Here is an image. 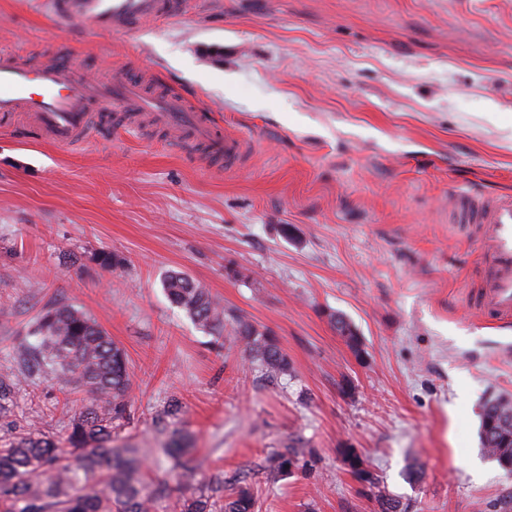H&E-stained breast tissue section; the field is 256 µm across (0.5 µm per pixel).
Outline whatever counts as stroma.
I'll return each mask as SVG.
<instances>
[{
    "mask_svg": "<svg viewBox=\"0 0 512 512\" xmlns=\"http://www.w3.org/2000/svg\"><path fill=\"white\" fill-rule=\"evenodd\" d=\"M60 48L193 95L249 152L225 172L147 125L77 148L0 129V374L46 306L70 305L125 354L113 442L153 480H244L259 512H376L351 447L409 512H512V475L479 439L485 401L512 398V322L474 310L488 256L448 214L455 193L512 191V0H185L104 35L0 0V50ZM174 271L276 336L290 374L215 343L167 298ZM14 383L18 426L65 438L83 395ZM179 427L183 480L155 465ZM291 444L311 462L273 472Z\"/></svg>",
    "mask_w": 512,
    "mask_h": 512,
    "instance_id": "35a3bbf8",
    "label": "stroma"
}]
</instances>
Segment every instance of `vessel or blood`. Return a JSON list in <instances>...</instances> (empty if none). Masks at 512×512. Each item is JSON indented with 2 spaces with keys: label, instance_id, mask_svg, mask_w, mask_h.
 <instances>
[{
  "label": "vessel or blood",
  "instance_id": "obj_1",
  "mask_svg": "<svg viewBox=\"0 0 512 512\" xmlns=\"http://www.w3.org/2000/svg\"><path fill=\"white\" fill-rule=\"evenodd\" d=\"M62 23L93 31L142 27L178 15L182 0H48ZM145 114L171 141L208 147L213 166L236 168L247 143L235 135L217 137L210 113L179 91L153 90L149 80L119 75L91 76L70 55L23 59L0 52V126L70 148L88 131L107 124L112 113ZM455 223L478 224L490 258L491 273L474 302L481 316H512V194L486 197L456 194L450 206Z\"/></svg>",
  "mask_w": 512,
  "mask_h": 512
}]
</instances>
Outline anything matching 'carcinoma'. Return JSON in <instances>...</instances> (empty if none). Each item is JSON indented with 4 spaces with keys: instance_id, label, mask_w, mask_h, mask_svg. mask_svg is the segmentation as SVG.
I'll list each match as a JSON object with an SVG mask.
<instances>
[{
    "instance_id": "1",
    "label": "carcinoma",
    "mask_w": 512,
    "mask_h": 512,
    "mask_svg": "<svg viewBox=\"0 0 512 512\" xmlns=\"http://www.w3.org/2000/svg\"><path fill=\"white\" fill-rule=\"evenodd\" d=\"M169 300L201 329L223 337L224 328L242 343L252 360L273 376L290 372L288 355L268 331H259L238 315L224 313V305L182 272L163 281ZM334 327L355 351L360 337L344 316L333 317ZM27 374H43L61 385H75L88 404L74 418L65 440L35 427L0 441V512H151L161 487L141 475L139 449L112 445V430L123 426L128 413L129 374L123 351L93 319L80 310L60 305L44 310L29 339L16 352ZM13 381L0 378V419L14 416L10 405ZM481 444L489 457L512 473V400L487 401L481 416ZM193 448L188 435L175 430L161 453L171 471L184 468ZM311 455L290 446L272 454L274 468L291 472ZM344 464L363 488L374 496L378 512H408L397 498L382 493L378 479L355 448L341 450ZM180 512H257V500L247 487L224 497V484L209 494H181Z\"/></svg>"
}]
</instances>
